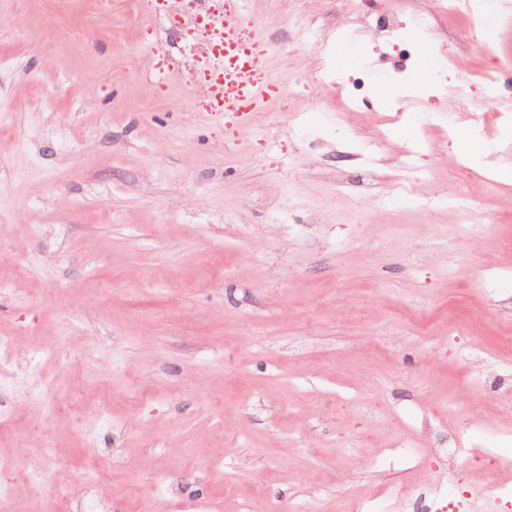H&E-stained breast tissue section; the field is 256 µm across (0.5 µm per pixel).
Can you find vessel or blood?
<instances>
[{"label":"vessel or blood","instance_id":"1","mask_svg":"<svg viewBox=\"0 0 512 512\" xmlns=\"http://www.w3.org/2000/svg\"><path fill=\"white\" fill-rule=\"evenodd\" d=\"M243 0H224L223 56L206 75L207 88L192 107L225 126L240 127L281 94L269 77L270 45L242 14Z\"/></svg>","mask_w":512,"mask_h":512}]
</instances>
